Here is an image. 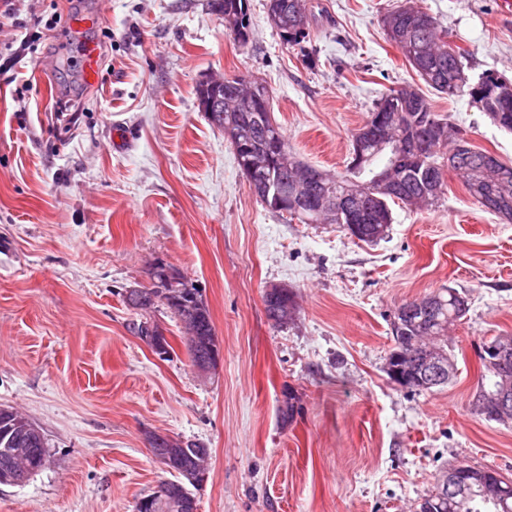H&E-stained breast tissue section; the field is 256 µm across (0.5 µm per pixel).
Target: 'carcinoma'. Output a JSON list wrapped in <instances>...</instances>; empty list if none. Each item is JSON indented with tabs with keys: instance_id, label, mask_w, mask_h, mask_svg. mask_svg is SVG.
<instances>
[{
	"instance_id": "cac0c4a2",
	"label": "carcinoma",
	"mask_w": 512,
	"mask_h": 512,
	"mask_svg": "<svg viewBox=\"0 0 512 512\" xmlns=\"http://www.w3.org/2000/svg\"><path fill=\"white\" fill-rule=\"evenodd\" d=\"M212 9L235 19V27L229 29L234 39L244 42L248 39L247 0H211ZM266 8L280 13L282 26L277 28L283 41L290 46L298 45L309 37L310 24L302 26L296 24L295 12L304 15L310 14L308 0H266ZM382 25H390L386 31L388 39L400 50L409 65L418 76L437 93L452 99L468 93V95L481 104L486 113L501 112L505 120L499 126L512 131V97L501 98L499 91L505 79L494 74L482 75L475 83L470 78L463 65V53L448 45L438 33L435 21L424 27L412 24L409 16L402 9L390 11L381 19ZM233 81L226 80L224 85L198 89L197 93L205 98L225 100L234 94ZM258 98L252 99L236 108L224 106V113L215 112L208 116L211 123L229 122L230 117L242 121V129L247 132V138H242L236 146L238 165L246 164L252 153L259 152L267 156V165L256 169L251 174L252 183L261 193L257 197L265 206L278 214L297 215V220L303 224H336L338 219H332L329 214L305 210L295 212L291 205H277L273 197L266 193H274L281 187L283 180L297 179L305 169L315 173L320 169L301 163L288 157V171L281 170L279 160L280 151L289 150L288 141L283 135L270 109V94L267 88L257 91ZM388 101L398 102V123L391 131L392 138L416 137L419 141L418 154L412 167L404 174L394 195L382 191L374 177L380 166H385L393 154V143L380 145L378 141L367 134L368 124H363L352 136V145H359L365 155L361 167H346L345 172L338 176L325 174L324 179L314 182L310 190L315 195H332L342 198L353 193L373 196L372 204L380 215L379 223H392L390 204L401 202L413 205V199L424 191L432 195L430 205H435L440 199V193L445 183V174L448 171V139L432 137L427 130L421 127V117H426L435 126L446 127L448 119L433 111L430 102L420 89L406 85L392 90L380 99L368 118L372 119L379 112L382 104ZM458 157L454 171L462 178L469 195L479 204L494 195L499 198L506 209L494 208L491 213L502 220L512 221V165L501 162L486 150H478L471 145L466 149H456ZM178 286L185 294V300L193 304L194 321L198 335L202 337L215 335L207 303L200 291L180 281ZM436 299L435 311L428 314L427 319L413 314L403 319L399 328L403 341L415 340L423 336H430L443 349H448L446 337L448 326L460 320L457 304L462 295L454 288H442L432 294ZM164 308L178 323H183L184 312L175 304H165L158 301L142 303V311L136 313V318L128 325L130 331L141 336L144 333V324L149 322L147 313L156 308ZM494 341L484 344L479 354L481 362L480 392L490 393L494 389L495 380L490 359L493 358ZM283 420L288 421L299 413L296 395L290 389L284 392L283 405L280 409ZM23 449L22 454H12V449ZM47 454V447L36 443L26 442V438L16 441V437L0 426V480L12 476L13 466L33 465L41 456ZM442 486L436 485L434 490L425 495L419 503V512H444L440 508V495ZM464 512H499L491 503L485 501L481 488L472 484L468 491Z\"/></svg>"
}]
</instances>
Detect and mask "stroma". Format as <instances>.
I'll return each instance as SVG.
<instances>
[{"mask_svg":"<svg viewBox=\"0 0 512 512\" xmlns=\"http://www.w3.org/2000/svg\"><path fill=\"white\" fill-rule=\"evenodd\" d=\"M502 2L309 0L299 49L265 0H248L244 42L210 0H19L0 46L30 37L36 50L15 66L0 53V405L29 415L49 454L25 483L0 485V512H134L170 478L150 432L210 450L198 512H416L452 467L512 480V422L472 405L482 345L512 334V223L452 171L432 208L393 204L372 245L288 222L252 192L197 98L210 74L258 79L295 156L341 174L376 102L424 87L382 16L414 5L463 51L470 78L512 81ZM100 8V24L76 26ZM86 42L100 53L94 84L79 65ZM424 89L473 146L512 164V132L469 95ZM159 260L210 309L223 360L208 379L165 310L151 318L168 357L127 328L124 294ZM272 284L297 303L280 328L265 313ZM448 286L468 302L448 332L455 378L397 387L385 371L395 312ZM288 389L300 412L286 423Z\"/></svg>","mask_w":512,"mask_h":512,"instance_id":"obj_1","label":"stroma"}]
</instances>
